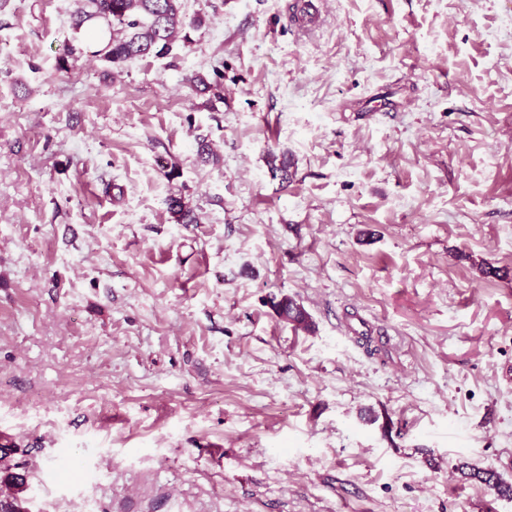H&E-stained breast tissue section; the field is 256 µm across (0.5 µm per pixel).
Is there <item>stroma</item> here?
<instances>
[{
	"instance_id": "35a3bbf8",
	"label": "stroma",
	"mask_w": 512,
	"mask_h": 512,
	"mask_svg": "<svg viewBox=\"0 0 512 512\" xmlns=\"http://www.w3.org/2000/svg\"><path fill=\"white\" fill-rule=\"evenodd\" d=\"M293 3L182 0L113 82L66 54L77 0H0L25 512H512L458 471L512 483V0ZM272 307L282 320L293 326L294 330L301 329L307 332L314 330L315 326L309 313L294 298L285 296L276 302L272 299Z\"/></svg>"
}]
</instances>
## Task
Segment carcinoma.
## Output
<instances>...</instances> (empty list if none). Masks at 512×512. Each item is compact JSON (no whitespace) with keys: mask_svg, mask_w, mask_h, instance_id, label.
Returning a JSON list of instances; mask_svg holds the SVG:
<instances>
[{"mask_svg":"<svg viewBox=\"0 0 512 512\" xmlns=\"http://www.w3.org/2000/svg\"><path fill=\"white\" fill-rule=\"evenodd\" d=\"M91 20L103 22L111 31L107 47L94 52V56L106 63L107 74L114 82L122 79L126 62L170 54L177 34L186 26L181 0H82V5L72 14V27L80 31ZM267 165L272 177L283 182L290 179V162L285 156L271 153ZM169 208L180 223H196L193 210L181 199L170 198ZM272 307L294 329L314 330L309 313L294 298L285 296L272 302ZM12 452L11 448H0V469L7 472L6 479L22 493L27 490V485L23 476L10 472L8 458ZM465 476L481 482L499 496L512 497V484L493 470L472 468Z\"/></svg>","mask_w":512,"mask_h":512,"instance_id":"obj_1","label":"carcinoma"}]
</instances>
